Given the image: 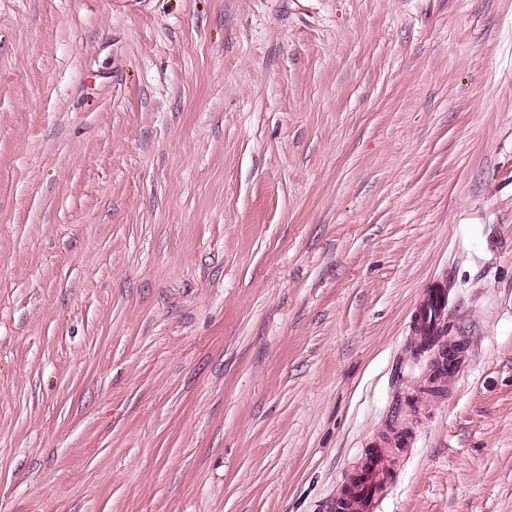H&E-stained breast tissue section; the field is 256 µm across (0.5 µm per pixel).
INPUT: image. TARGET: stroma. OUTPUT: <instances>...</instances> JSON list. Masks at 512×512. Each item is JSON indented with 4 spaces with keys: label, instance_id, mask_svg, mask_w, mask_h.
<instances>
[{
    "label": "stroma",
    "instance_id": "obj_1",
    "mask_svg": "<svg viewBox=\"0 0 512 512\" xmlns=\"http://www.w3.org/2000/svg\"><path fill=\"white\" fill-rule=\"evenodd\" d=\"M398 423L382 512H512V0H0V512H328ZM451 308L450 285L445 280L434 282L423 291L409 326L412 345L419 352L424 349L434 353L444 381L457 377L467 358V350L460 347L449 329ZM442 348L448 353L447 361L440 354Z\"/></svg>",
    "mask_w": 512,
    "mask_h": 512
}]
</instances>
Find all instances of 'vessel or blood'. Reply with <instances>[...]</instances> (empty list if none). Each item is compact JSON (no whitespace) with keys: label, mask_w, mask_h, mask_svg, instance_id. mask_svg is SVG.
Here are the masks:
<instances>
[{"label":"vessel or blood","mask_w":512,"mask_h":512,"mask_svg":"<svg viewBox=\"0 0 512 512\" xmlns=\"http://www.w3.org/2000/svg\"><path fill=\"white\" fill-rule=\"evenodd\" d=\"M452 308L451 287L447 281L434 282L426 288L409 326L416 350H428L438 356L437 370L442 380L458 376L467 352L449 329ZM415 435L408 428L385 429L347 473L340 493L330 505L331 512H378L399 465V451L413 447Z\"/></svg>","instance_id":"b4317fda"}]
</instances>
